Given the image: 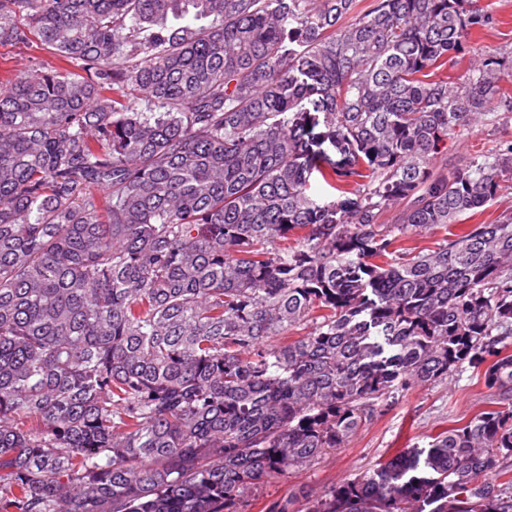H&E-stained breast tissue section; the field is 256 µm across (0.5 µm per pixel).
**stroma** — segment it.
<instances>
[{"label":"stroma","mask_w":512,"mask_h":512,"mask_svg":"<svg viewBox=\"0 0 512 512\" xmlns=\"http://www.w3.org/2000/svg\"><path fill=\"white\" fill-rule=\"evenodd\" d=\"M494 2L497 24L473 31L466 52L460 56L461 67L469 66L470 51L480 43L500 47L504 57H512V0ZM493 399V391L473 369L430 386L412 388L380 407L345 447L296 475L259 485L249 495L243 512H265L269 503L288 496L295 486L321 491L340 479L367 471L397 450L427 446L430 436L454 421L479 413Z\"/></svg>","instance_id":"1"}]
</instances>
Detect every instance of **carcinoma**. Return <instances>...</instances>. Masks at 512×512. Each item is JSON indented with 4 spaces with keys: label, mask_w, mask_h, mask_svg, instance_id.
<instances>
[{
    "label": "carcinoma",
    "mask_w": 512,
    "mask_h": 512,
    "mask_svg": "<svg viewBox=\"0 0 512 512\" xmlns=\"http://www.w3.org/2000/svg\"><path fill=\"white\" fill-rule=\"evenodd\" d=\"M494 24L488 0H0V44L51 54L0 77V512H241L466 366L488 409L268 512H512L487 479L512 211L461 227L512 189V139L439 165L512 119L498 48L448 75ZM499 113L501 112H493L486 116V121L482 126L476 128L472 133L468 136V144L475 145L477 147L485 146L486 148H491L497 145L499 139L503 135L501 121L499 120Z\"/></svg>",
    "instance_id": "carcinoma-1"
}]
</instances>
